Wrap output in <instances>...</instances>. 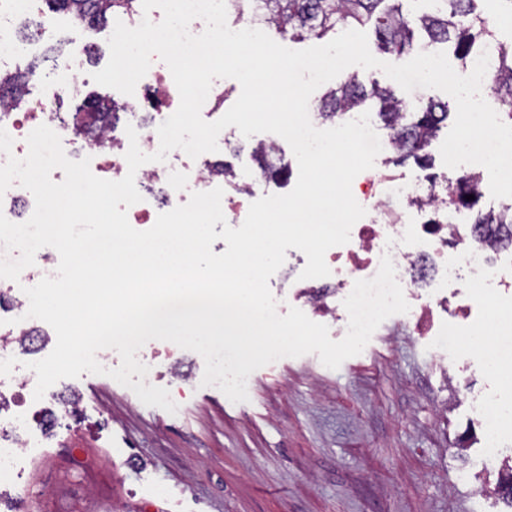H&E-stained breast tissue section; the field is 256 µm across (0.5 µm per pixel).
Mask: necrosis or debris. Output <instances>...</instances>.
Listing matches in <instances>:
<instances>
[{
	"instance_id": "1",
	"label": "necrosis or debris",
	"mask_w": 512,
	"mask_h": 512,
	"mask_svg": "<svg viewBox=\"0 0 512 512\" xmlns=\"http://www.w3.org/2000/svg\"><path fill=\"white\" fill-rule=\"evenodd\" d=\"M36 0H0V68L14 64L22 56L34 53L55 32L52 23H42L29 38L19 33L22 19L36 11ZM86 84L73 75L65 82L46 83L44 90L22 112H0V128L12 138L10 152L0 151V166L9 157L24 158L27 137L45 125L68 142V157L89 159L94 175L107 180L122 179L128 165L125 154L129 141L103 128L99 139H88L61 117L65 101L80 98ZM180 96L168 66L153 58L147 74L138 82L129 102L130 120L138 134L142 152L158 150L157 129L178 108ZM182 150L171 151L166 161L150 162L136 172L135 185L140 202L128 207L130 225L139 231L151 228L158 215L182 205L186 191H224L223 213L241 225L251 203L268 195L265 182L243 181L229 175H216L220 160L217 153H205L185 162ZM356 201L366 214L351 229L347 244L330 248L325 260L330 274L325 278L303 280L297 269L283 264L277 274L275 299L278 309L288 306L289 298L305 301L328 317L336 315V298L347 297L355 281L373 278L383 255H390L404 297L411 307L408 319L421 332H435L441 346H466L477 343L470 321L474 312L489 313L494 307H512V251L501 244L483 241L480 229L462 219H447V199L435 186L408 191L402 174L388 167L374 166L358 174L352 182ZM60 257L51 247L37 251L33 266L25 268L18 280L0 281L14 304L15 323L0 325V393L14 382L32 384L35 373L21 369L15 338L36 335L42 322L27 317L29 301L25 288L42 278L55 276ZM466 283L465 300L458 307V323L439 327L435 319L447 306L448 292ZM24 419L14 407L0 404V488L15 483L19 461L27 449L39 447L42 430L32 425L28 439L13 432ZM485 427L493 433L488 455H500L504 445L512 443V402L494 400L485 406Z\"/></svg>"
}]
</instances>
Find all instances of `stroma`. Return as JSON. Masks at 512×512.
Segmentation results:
<instances>
[{
    "label": "stroma",
    "instance_id": "obj_1",
    "mask_svg": "<svg viewBox=\"0 0 512 512\" xmlns=\"http://www.w3.org/2000/svg\"><path fill=\"white\" fill-rule=\"evenodd\" d=\"M174 355L192 375L176 413L87 372L34 402L49 428L22 459L25 512H506L479 403L512 400V371L479 350L438 352L396 314L338 369H257L241 403Z\"/></svg>",
    "mask_w": 512,
    "mask_h": 512
}]
</instances>
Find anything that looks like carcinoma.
<instances>
[{"label":"carcinoma","instance_id":"obj_1","mask_svg":"<svg viewBox=\"0 0 512 512\" xmlns=\"http://www.w3.org/2000/svg\"><path fill=\"white\" fill-rule=\"evenodd\" d=\"M50 13H64L76 24L93 28L108 23L117 13L131 14L137 0H42ZM255 11L268 20L285 39L305 36L323 38L338 28L358 30L371 26L381 48L401 57L415 48V30H423L431 43H449L456 56L464 62L480 51L491 52L497 72V95L509 106L504 117L512 122V43L496 39L495 30L476 11L478 0H429L433 8L414 18L403 9L408 0H252ZM31 71L0 70V102L15 109L30 94ZM377 108L379 117L396 143L397 161L414 160L425 172L433 164L427 153L431 141L448 120V103L428 100L414 111H407L402 99L390 86H367L355 75L331 89L322 98L319 116L333 120L344 112L364 106ZM122 110L115 102L101 98L87 100L81 108L85 116L76 121L78 129L93 130L100 124H113ZM473 199L468 200L466 196ZM475 179L461 175L448 179V210L476 212V224H511L512 212L500 210L484 213L479 204Z\"/></svg>","mask_w":512,"mask_h":512}]
</instances>
